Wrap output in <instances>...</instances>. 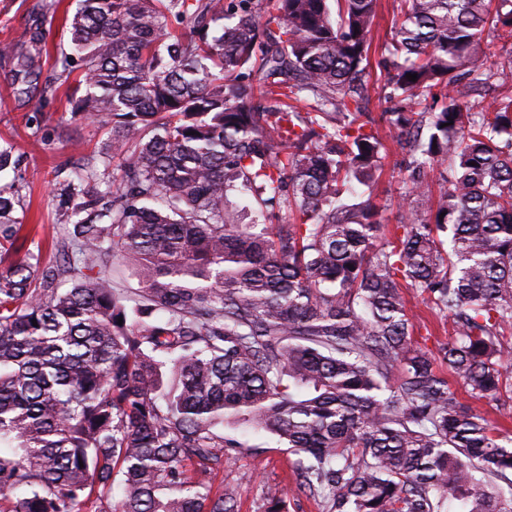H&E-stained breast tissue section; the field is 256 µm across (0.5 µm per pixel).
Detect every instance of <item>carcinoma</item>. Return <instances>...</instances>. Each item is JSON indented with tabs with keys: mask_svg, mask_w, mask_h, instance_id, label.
I'll use <instances>...</instances> for the list:
<instances>
[{
	"mask_svg": "<svg viewBox=\"0 0 512 512\" xmlns=\"http://www.w3.org/2000/svg\"><path fill=\"white\" fill-rule=\"evenodd\" d=\"M395 2L377 122V0H264L263 22L252 0H80L55 79L82 70L73 111L111 127L121 179L76 172L75 253L38 279L0 187V248L24 253L0 270V512H237L206 481L242 448L226 419L295 455L322 512H512L484 489L512 437L434 369L490 403L512 367V93L476 109L460 88L512 75V0ZM490 35L509 46L480 61ZM42 40L0 46L20 95ZM394 137L389 238L369 191ZM404 288L450 321L435 353ZM260 512H288L284 489ZM393 0H379L377 15L374 20V42L370 52L369 66V100L366 103V112L376 121H380L381 113L391 106L385 102L389 89L383 87L384 72L378 67L381 54H385V41H390V27L393 16ZM110 272L112 273V284L117 290L121 292H136L140 290L141 286L137 278L132 274V266L130 264L112 266Z\"/></svg>",
	"mask_w": 512,
	"mask_h": 512,
	"instance_id": "cac0c4a2",
	"label": "carcinoma"
}]
</instances>
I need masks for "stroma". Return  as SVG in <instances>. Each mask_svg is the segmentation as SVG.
Segmentation results:
<instances>
[{
  "label": "stroma",
  "instance_id": "obj_1",
  "mask_svg": "<svg viewBox=\"0 0 512 512\" xmlns=\"http://www.w3.org/2000/svg\"><path fill=\"white\" fill-rule=\"evenodd\" d=\"M78 0H0V45L19 49L30 46L33 31L43 34L46 56L44 75H52L58 52L67 44V21ZM393 16L392 0H379L374 20V42L370 52L369 99L366 110L380 118L387 107L388 94L384 73L378 62L390 38ZM74 82L54 86L46 94L27 98L18 96L9 67L0 61V148L10 149L19 161L18 171L0 173V184L22 174L17 212L24 224L26 247L38 257L39 269L56 265L60 256L54 240H65L71 226L60 193L71 171L84 159H105L111 152L108 128L89 122L72 111ZM405 152L396 140H389L384 167L372 187L371 199L384 225L397 224L398 204L407 190L403 165ZM407 311L414 323L413 338L428 348L448 341L450 333L420 296L404 291ZM244 444L234 461L213 476V485H233L238 494L239 512H258L266 486L278 484L288 493L289 512H322L321 508L299 491L292 478L293 457L264 433L242 435Z\"/></svg>",
  "mask_w": 512,
  "mask_h": 512
}]
</instances>
